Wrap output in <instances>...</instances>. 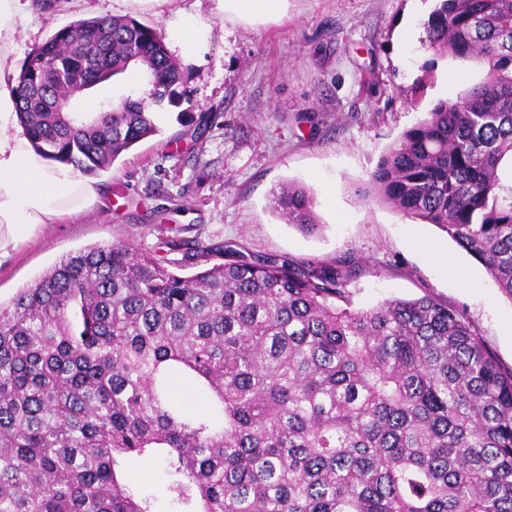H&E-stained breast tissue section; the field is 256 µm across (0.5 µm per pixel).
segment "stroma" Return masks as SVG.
I'll return each mask as SVG.
<instances>
[{
	"mask_svg": "<svg viewBox=\"0 0 512 512\" xmlns=\"http://www.w3.org/2000/svg\"><path fill=\"white\" fill-rule=\"evenodd\" d=\"M20 18L14 51L33 48L80 15L50 0ZM436 0H291L278 24L244 27L213 0H166L159 10L90 0L89 16H133L158 31L184 10L207 31L179 106L160 134L100 172L104 202L42 226L0 258V300L9 301L60 258L117 242L158 246L162 225L186 245H235L297 260L354 257L351 306L425 295L470 322L498 362L512 368V298L436 225L366 201L358 191L379 158L438 100H456L481 82L484 65L427 47L424 24ZM215 113L197 128L199 113ZM304 186L322 224L308 235L274 210L280 184Z\"/></svg>",
	"mask_w": 512,
	"mask_h": 512,
	"instance_id": "1",
	"label": "stroma"
}]
</instances>
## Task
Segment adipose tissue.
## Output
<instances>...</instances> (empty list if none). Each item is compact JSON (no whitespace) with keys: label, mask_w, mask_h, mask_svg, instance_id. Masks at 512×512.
<instances>
[{"label":"adipose tissue","mask_w":512,"mask_h":512,"mask_svg":"<svg viewBox=\"0 0 512 512\" xmlns=\"http://www.w3.org/2000/svg\"><path fill=\"white\" fill-rule=\"evenodd\" d=\"M289 0H215L225 19L255 27L288 13ZM35 16L34 0H0V74L11 70L19 15ZM94 182L37 154L17 123L12 94L0 89V257L30 232L94 206Z\"/></svg>","instance_id":"1"}]
</instances>
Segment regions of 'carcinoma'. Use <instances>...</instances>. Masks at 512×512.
Instances as JSON below:
<instances>
[{"label":"carcinoma","instance_id":"carcinoma-1","mask_svg":"<svg viewBox=\"0 0 512 512\" xmlns=\"http://www.w3.org/2000/svg\"><path fill=\"white\" fill-rule=\"evenodd\" d=\"M426 43L486 78L406 130L360 195L439 227L512 298V0H440ZM131 66L147 95L59 111L63 88ZM187 80L157 30L92 17L35 47L12 96L41 157L95 176L161 132ZM273 202L322 228L304 187ZM161 244L85 248L0 304V512H162L131 456L164 464L168 512H512V369L457 309H353L346 257Z\"/></svg>","mask_w":512,"mask_h":512}]
</instances>
